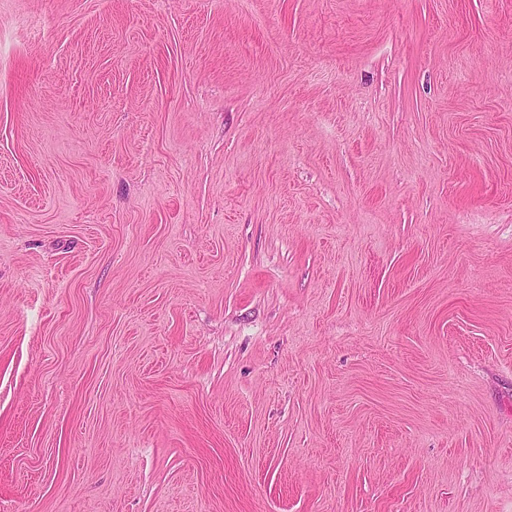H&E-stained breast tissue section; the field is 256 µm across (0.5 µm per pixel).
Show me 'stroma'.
Wrapping results in <instances>:
<instances>
[{
    "label": "stroma",
    "instance_id": "obj_1",
    "mask_svg": "<svg viewBox=\"0 0 512 512\" xmlns=\"http://www.w3.org/2000/svg\"><path fill=\"white\" fill-rule=\"evenodd\" d=\"M0 512H512V0H0Z\"/></svg>",
    "mask_w": 512,
    "mask_h": 512
}]
</instances>
